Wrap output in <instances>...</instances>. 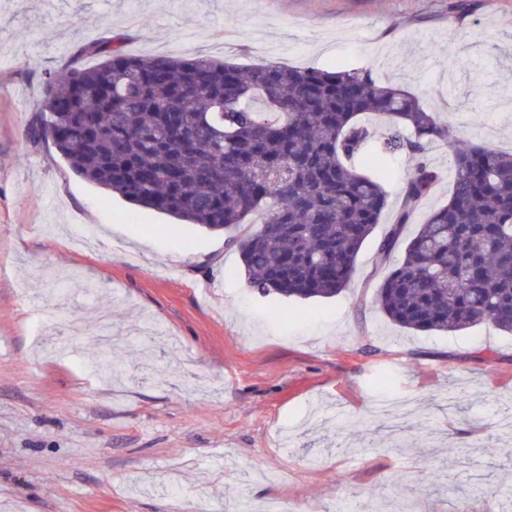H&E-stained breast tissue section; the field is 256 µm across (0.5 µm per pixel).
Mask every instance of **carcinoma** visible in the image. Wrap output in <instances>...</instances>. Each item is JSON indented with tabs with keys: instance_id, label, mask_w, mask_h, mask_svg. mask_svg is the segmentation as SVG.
I'll list each match as a JSON object with an SVG mask.
<instances>
[{
	"instance_id": "carcinoma-1",
	"label": "carcinoma",
	"mask_w": 512,
	"mask_h": 512,
	"mask_svg": "<svg viewBox=\"0 0 512 512\" xmlns=\"http://www.w3.org/2000/svg\"><path fill=\"white\" fill-rule=\"evenodd\" d=\"M122 40L81 43L45 78L27 139L52 142L110 194L224 232L260 294L307 300L349 287L387 205L385 171L355 164L373 138L359 116L387 127L375 157L414 160L383 258L438 181L425 153L448 137L440 112L369 69L139 57ZM86 57L100 63L87 67ZM452 173L448 203L406 243L374 301L415 331L486 323L512 333V153L458 151Z\"/></svg>"
}]
</instances>
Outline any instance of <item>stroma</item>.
Wrapping results in <instances>:
<instances>
[{
	"instance_id": "stroma-1",
	"label": "stroma",
	"mask_w": 512,
	"mask_h": 512,
	"mask_svg": "<svg viewBox=\"0 0 512 512\" xmlns=\"http://www.w3.org/2000/svg\"><path fill=\"white\" fill-rule=\"evenodd\" d=\"M0 0V512H498L512 453L489 458L512 391V336L422 333L374 295L378 244L413 166L333 298L248 287L223 233L129 204L24 130L60 46L124 36L138 56L366 68L444 109L440 180L403 239L447 203L468 144L512 152V0ZM455 49L456 67L439 49ZM112 314L122 372L98 369ZM407 404L398 430L351 422Z\"/></svg>"
}]
</instances>
